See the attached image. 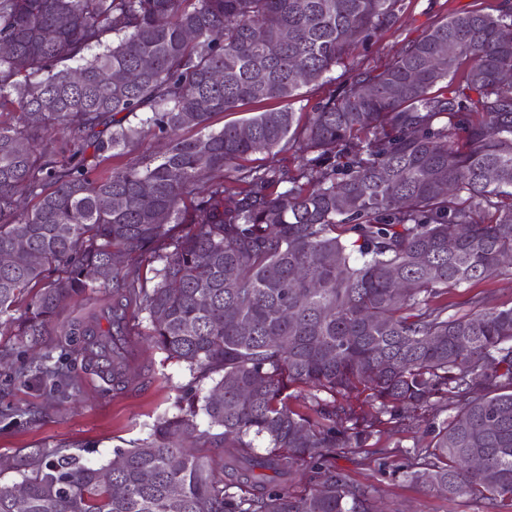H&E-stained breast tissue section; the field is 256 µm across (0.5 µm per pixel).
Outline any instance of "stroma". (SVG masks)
<instances>
[{
    "label": "stroma",
    "instance_id": "1",
    "mask_svg": "<svg viewBox=\"0 0 512 512\" xmlns=\"http://www.w3.org/2000/svg\"><path fill=\"white\" fill-rule=\"evenodd\" d=\"M500 0H399V20L390 30L357 44L346 67L383 68L407 42L420 38L441 18L465 13ZM346 67H338L318 84L305 88L297 112H310L337 95ZM108 291L87 289L66 301L52 322L38 336L21 335L16 324L27 303L19 301L11 321L0 323V484L16 478L14 463L34 457L37 450L55 449L79 456L89 466L113 457L117 448H128L148 437L162 417L175 413V402L186 390L191 375L186 364L166 359L146 340L150 324L146 313L130 310L137 333V360L123 390H109L97 366L83 357L80 347L67 346L60 331L71 322L90 320L109 306ZM449 311H457L471 297L484 298L489 307H512V275L501 274L449 289ZM66 369L70 378L57 382L29 372V364ZM401 457L389 458L385 467L365 465L339 457L335 466L354 483L370 490L388 512H484L470 496L453 500L424 485L403 482L396 469Z\"/></svg>",
    "mask_w": 512,
    "mask_h": 512
}]
</instances>
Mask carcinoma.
<instances>
[{
    "label": "carcinoma",
    "mask_w": 512,
    "mask_h": 512,
    "mask_svg": "<svg viewBox=\"0 0 512 512\" xmlns=\"http://www.w3.org/2000/svg\"><path fill=\"white\" fill-rule=\"evenodd\" d=\"M397 2L0 0V107L26 115L0 123V318L41 282L20 322L38 336L64 302L110 286L108 329L63 335L82 337L90 362L112 353V386L134 357L133 305L153 346L211 381L107 464L41 456L0 486V512L17 497L27 512H377L332 460L383 466L397 452L411 484L512 502V307L472 298L450 314L444 299L512 272V3L451 15L382 69L349 70L303 122L292 109L396 23ZM137 68L132 85L106 80ZM246 103L251 116L209 129ZM47 120L71 135L62 161L48 159ZM148 135L159 150L139 151ZM284 147L296 168L245 164ZM181 224L194 230L177 236ZM116 255L149 256L153 287ZM409 408L430 442L376 447ZM200 412L217 432L198 430ZM187 438L221 453H188Z\"/></svg>",
    "instance_id": "1"
}]
</instances>
